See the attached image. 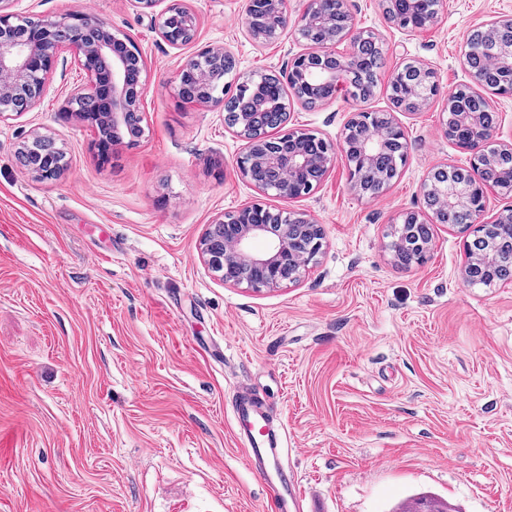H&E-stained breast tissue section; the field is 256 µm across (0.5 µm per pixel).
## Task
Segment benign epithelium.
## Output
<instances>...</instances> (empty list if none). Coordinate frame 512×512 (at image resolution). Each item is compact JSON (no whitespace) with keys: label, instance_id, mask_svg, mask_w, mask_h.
Listing matches in <instances>:
<instances>
[{"label":"benign epithelium","instance_id":"obj_1","mask_svg":"<svg viewBox=\"0 0 512 512\" xmlns=\"http://www.w3.org/2000/svg\"><path fill=\"white\" fill-rule=\"evenodd\" d=\"M10 0H0V121L18 116L37 104L46 78L58 64L60 54L68 49L75 51L74 64L90 79L86 86L75 88L68 100L69 112L82 116L97 112L106 118L105 125L92 124L97 130L95 146L105 140L111 129L130 126L135 144L145 135V117L141 99L147 91L142 79L145 63L134 50V39L112 29L94 15L82 13L58 20H13L6 11ZM159 0H136L144 11L154 14L155 27L161 37L173 47L194 41L196 29L192 17H187L186 28L181 33L169 29V12H154ZM340 4L347 13L344 37L353 41L364 39L357 32L347 0H306L303 12L295 20L288 15V0H243L242 15L247 30L255 38L275 42L290 34L304 43V51L295 55L281 75L265 74L263 78L271 87L288 85L293 99L307 107L320 106L336 98L342 89L354 93L359 77V56L352 52L337 54L334 42H315L310 30L325 25L336 10L330 4ZM224 62L225 69L235 66L233 56L222 49L206 47L188 57L170 85L173 97L183 101L193 98L200 103L224 112L226 126L244 142V151L236 165L245 177H252L251 166L261 165L276 173V177L257 185L266 195L293 198L306 177L322 179L336 164V152L331 149L323 154H313L305 147V140L312 133L302 129L280 132L281 152L268 153L264 149V130L269 125L283 126V112L289 102L280 103L281 111L268 112L263 121L244 112L236 101L223 96L218 89L211 96L199 99L196 88L188 83L190 76H203L215 62ZM488 67H497L512 78V46H501L490 52L484 60ZM384 126L365 136L355 146L345 145V159L351 188L366 192V182L373 177L372 165L377 157L387 153L394 143L406 144L403 128L395 121L384 118ZM495 112H458L452 130L447 136L460 134L456 144L469 152L471 167L480 171L501 156L512 158V143L497 141ZM24 168L37 177L52 180L67 167L66 155L52 139L43 140L36 135L19 148ZM424 193H433L442 205L434 209L433 222L448 223V216L459 209L468 213V221L459 225L463 232L483 238L498 229L502 238L490 245L491 252L481 258L489 267L495 250L504 243L512 245V208L499 213L493 220L484 219L489 193L512 194V165L502 169L491 181L464 178L453 186H440L429 180ZM278 214L255 203L216 220L206 237L220 231L219 248L211 251L202 247V258L224 283L233 286L245 284L253 289L278 288L293 283L322 246V230L312 218L294 212L288 213V222L275 224ZM266 241L265 249L255 251L254 241Z\"/></svg>","mask_w":512,"mask_h":512}]
</instances>
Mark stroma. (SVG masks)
I'll return each instance as SVG.
<instances>
[{
    "label": "stroma",
    "instance_id": "35a3bbf8",
    "mask_svg": "<svg viewBox=\"0 0 512 512\" xmlns=\"http://www.w3.org/2000/svg\"><path fill=\"white\" fill-rule=\"evenodd\" d=\"M175 2L198 19L178 48L134 0H11L19 17L88 13L128 33L148 90L144 138L105 161L67 110L88 82L75 65L0 122V512H272L232 429L244 382L287 428L306 512H391L423 492L460 512H512V281L467 283L465 236L447 224L420 263L397 264L391 248L396 216L424 211L430 171L470 166L443 133L444 93L469 81L466 32L512 16V0H442L437 21L412 31L383 0H348L385 57L374 93L291 104L289 127L341 146L353 112H393L388 79L410 62L433 68L441 93L394 112L407 159L383 192L356 194L340 161L294 199L244 178L223 113L180 103L169 84L208 46L246 79L301 44L257 43L242 0L157 8ZM36 133L65 152L60 178L19 164ZM255 203L321 225L298 282L229 286L201 260L209 225Z\"/></svg>",
    "mask_w": 512,
    "mask_h": 512
}]
</instances>
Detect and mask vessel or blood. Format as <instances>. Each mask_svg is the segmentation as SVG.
Returning a JSON list of instances; mask_svg holds the SVG:
<instances>
[{
    "label": "vessel or blood",
    "instance_id": "vessel-or-blood-1",
    "mask_svg": "<svg viewBox=\"0 0 512 512\" xmlns=\"http://www.w3.org/2000/svg\"><path fill=\"white\" fill-rule=\"evenodd\" d=\"M232 420L246 462L262 481L274 512H304L296 476L283 462L287 447L285 426L274 424L261 400L252 392L239 397Z\"/></svg>",
    "mask_w": 512,
    "mask_h": 512
}]
</instances>
